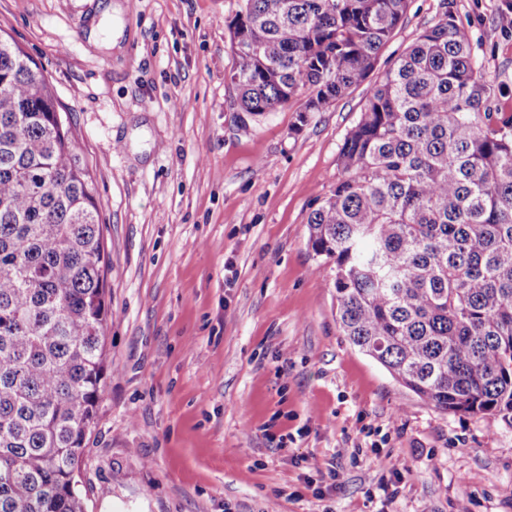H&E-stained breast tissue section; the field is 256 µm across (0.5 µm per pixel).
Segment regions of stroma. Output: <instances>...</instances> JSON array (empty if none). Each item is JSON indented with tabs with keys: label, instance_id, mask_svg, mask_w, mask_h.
I'll return each instance as SVG.
<instances>
[{
	"label": "stroma",
	"instance_id": "35a3bbf8",
	"mask_svg": "<svg viewBox=\"0 0 512 512\" xmlns=\"http://www.w3.org/2000/svg\"><path fill=\"white\" fill-rule=\"evenodd\" d=\"M119 2L0 0V36L43 67L104 226L87 512H512V426L441 413L351 346L334 266L308 244L367 85L303 121H247L229 85L241 0ZM500 4L410 0L378 69L450 9L512 112Z\"/></svg>",
	"mask_w": 512,
	"mask_h": 512
}]
</instances>
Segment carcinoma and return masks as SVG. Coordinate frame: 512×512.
Masks as SVG:
<instances>
[{
	"label": "carcinoma",
	"instance_id": "carcinoma-1",
	"mask_svg": "<svg viewBox=\"0 0 512 512\" xmlns=\"http://www.w3.org/2000/svg\"><path fill=\"white\" fill-rule=\"evenodd\" d=\"M409 0H242L233 103L322 112L361 85ZM44 71L0 39V512H86L108 316L95 185ZM308 218L349 342L445 414L512 425V112L453 12L368 88Z\"/></svg>",
	"mask_w": 512,
	"mask_h": 512
}]
</instances>
